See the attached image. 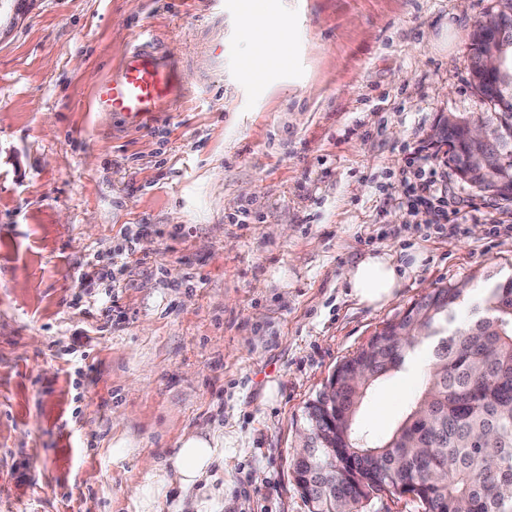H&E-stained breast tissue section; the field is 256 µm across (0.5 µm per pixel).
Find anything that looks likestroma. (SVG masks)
<instances>
[{"mask_svg":"<svg viewBox=\"0 0 512 512\" xmlns=\"http://www.w3.org/2000/svg\"><path fill=\"white\" fill-rule=\"evenodd\" d=\"M492 4L269 0L291 65L260 83L238 0H33L0 34V512H309L291 460L337 364L435 288L466 284V322L512 278V236L488 237L512 203L429 144L442 115L485 109L465 44ZM145 30L189 96L135 126L93 87ZM424 163L463 233L414 205ZM411 249L397 299L349 297L367 253ZM428 362L373 386L359 428L385 438ZM194 433L224 454L185 490Z\"/></svg>","mask_w":512,"mask_h":512,"instance_id":"1","label":"stroma"}]
</instances>
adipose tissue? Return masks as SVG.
Returning a JSON list of instances; mask_svg holds the SVG:
<instances>
[{
  "label": "adipose tissue",
  "mask_w": 512,
  "mask_h": 512,
  "mask_svg": "<svg viewBox=\"0 0 512 512\" xmlns=\"http://www.w3.org/2000/svg\"><path fill=\"white\" fill-rule=\"evenodd\" d=\"M241 14L259 35L258 43L249 55L251 69L259 73L280 61L287 33L284 27L270 23L263 0H243ZM421 261L422 256L418 253L412 254L406 264L385 252L367 254L348 273L350 295L367 306L387 304L397 297ZM217 452L212 437L200 434L183 437L175 457L181 485L188 488L200 481L208 473Z\"/></svg>",
  "instance_id": "obj_1"
}]
</instances>
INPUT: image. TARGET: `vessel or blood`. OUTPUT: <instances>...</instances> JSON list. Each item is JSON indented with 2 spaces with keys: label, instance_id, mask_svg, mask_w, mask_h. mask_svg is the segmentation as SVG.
<instances>
[{
  "label": "vessel or blood",
  "instance_id": "vessel-or-blood-1",
  "mask_svg": "<svg viewBox=\"0 0 512 512\" xmlns=\"http://www.w3.org/2000/svg\"><path fill=\"white\" fill-rule=\"evenodd\" d=\"M180 73L179 59L158 48L149 37H142L111 77L96 86V107L126 122L143 124L182 100L185 89Z\"/></svg>",
  "mask_w": 512,
  "mask_h": 512
}]
</instances>
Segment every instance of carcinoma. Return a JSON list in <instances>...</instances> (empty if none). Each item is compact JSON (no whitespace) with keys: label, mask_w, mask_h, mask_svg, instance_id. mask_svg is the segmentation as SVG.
Instances as JSON below:
<instances>
[{"label":"carcinoma","mask_w":512,"mask_h":512,"mask_svg":"<svg viewBox=\"0 0 512 512\" xmlns=\"http://www.w3.org/2000/svg\"><path fill=\"white\" fill-rule=\"evenodd\" d=\"M465 294L450 285L415 302L422 329L392 337L383 361L355 396L352 417L368 390L401 372L425 344L421 331L442 332L420 393L380 441L354 425L348 432L336 428V439L348 440L350 449L336 462L346 461L357 476L327 483L308 502L310 512H336L344 505L364 512V501L424 478L429 484L419 492L421 512H512V278L487 289L477 319L455 326Z\"/></svg>","instance_id":"obj_1"}]
</instances>
